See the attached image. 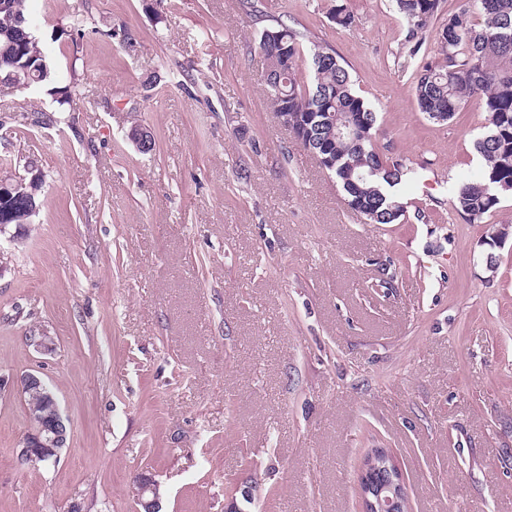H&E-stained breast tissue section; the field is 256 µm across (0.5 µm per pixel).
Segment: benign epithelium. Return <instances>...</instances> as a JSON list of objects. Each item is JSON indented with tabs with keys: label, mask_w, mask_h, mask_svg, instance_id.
<instances>
[{
	"label": "benign epithelium",
	"mask_w": 512,
	"mask_h": 512,
	"mask_svg": "<svg viewBox=\"0 0 512 512\" xmlns=\"http://www.w3.org/2000/svg\"><path fill=\"white\" fill-rule=\"evenodd\" d=\"M0 68L9 70V76L21 86L39 74L41 62L27 60L20 64L10 49L0 52ZM38 175L29 178L18 176L14 179H0V237L10 241L22 234L19 225L11 224L12 213L17 206L30 208L33 196L40 191ZM30 342L41 352H51L55 347V337L46 329L30 337ZM19 395L36 392L51 404L47 424L30 429L24 438L22 452L30 462L50 464L58 461L61 449L67 442V426L58 401L49 391L45 381L37 372H25L16 379ZM160 486L148 474H140L135 480L136 504L138 512H160ZM360 499L364 500L362 512H407L406 487L402 475L391 455L382 449L374 452L366 468L360 470L357 484Z\"/></svg>",
	"instance_id": "7a95c632"
}]
</instances>
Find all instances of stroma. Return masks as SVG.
I'll use <instances>...</instances> for the list:
<instances>
[{
    "instance_id": "35a3bbf8",
    "label": "stroma",
    "mask_w": 512,
    "mask_h": 512,
    "mask_svg": "<svg viewBox=\"0 0 512 512\" xmlns=\"http://www.w3.org/2000/svg\"><path fill=\"white\" fill-rule=\"evenodd\" d=\"M464 2L414 54L392 0H29L49 74L14 95L34 112L0 115V178L31 162L44 184L0 242V512H136L143 472L161 512H224L249 477L246 512H361L379 447L409 512H512V236L485 243L512 195L481 223L455 210L483 104L436 123L413 93ZM280 22L335 52L379 149L415 169L397 223L348 209L281 125L258 48ZM32 370L68 427L50 467L21 456Z\"/></svg>"
}]
</instances>
